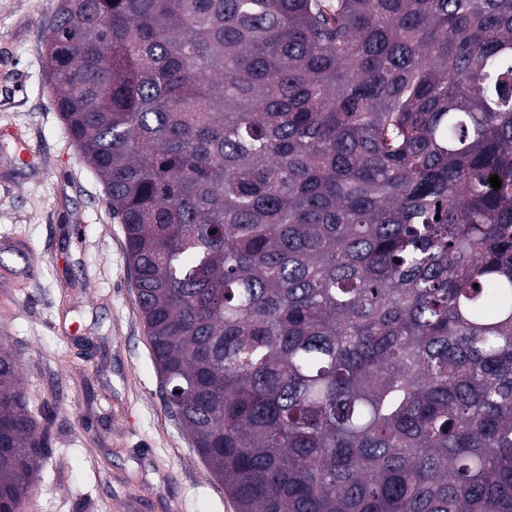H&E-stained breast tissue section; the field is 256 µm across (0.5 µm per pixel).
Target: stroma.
<instances>
[{
	"instance_id": "35a3bbf8",
	"label": "stroma",
	"mask_w": 512,
	"mask_h": 512,
	"mask_svg": "<svg viewBox=\"0 0 512 512\" xmlns=\"http://www.w3.org/2000/svg\"><path fill=\"white\" fill-rule=\"evenodd\" d=\"M57 4L0 0V343L49 419L25 512H236L164 405L122 227L53 107Z\"/></svg>"
}]
</instances>
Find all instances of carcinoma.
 <instances>
[{
    "label": "carcinoma",
    "instance_id": "carcinoma-1",
    "mask_svg": "<svg viewBox=\"0 0 512 512\" xmlns=\"http://www.w3.org/2000/svg\"><path fill=\"white\" fill-rule=\"evenodd\" d=\"M45 29L237 512H512V0H58ZM44 444L0 343V512Z\"/></svg>",
    "mask_w": 512,
    "mask_h": 512
}]
</instances>
